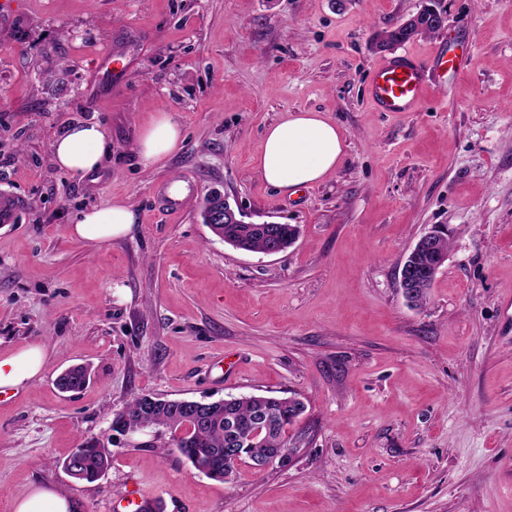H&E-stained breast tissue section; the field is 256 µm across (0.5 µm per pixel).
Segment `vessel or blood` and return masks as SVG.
Returning <instances> with one entry per match:
<instances>
[{
	"label": "vessel or blood",
	"instance_id": "1",
	"mask_svg": "<svg viewBox=\"0 0 512 512\" xmlns=\"http://www.w3.org/2000/svg\"><path fill=\"white\" fill-rule=\"evenodd\" d=\"M463 67L462 61L438 51L433 58L420 59L407 54L381 62L372 72L368 94L382 112H413L425 98L432 71L448 69L454 72ZM196 191L192 183L167 185L161 189L162 206L166 212H180Z\"/></svg>",
	"mask_w": 512,
	"mask_h": 512
}]
</instances>
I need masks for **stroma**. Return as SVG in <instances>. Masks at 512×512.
<instances>
[{
    "instance_id": "stroma-1",
    "label": "stroma",
    "mask_w": 512,
    "mask_h": 512,
    "mask_svg": "<svg viewBox=\"0 0 512 512\" xmlns=\"http://www.w3.org/2000/svg\"><path fill=\"white\" fill-rule=\"evenodd\" d=\"M426 0H0V354L47 350L39 379L0 392V512L50 487L80 512L138 488L163 512H512V0H435L442 30L380 51L376 34ZM476 60L433 73L417 111L370 101L373 69L442 47ZM180 124L154 169L136 145ZM289 112L324 113L345 155L282 195L251 158ZM96 122L109 151L77 180L52 140ZM191 178L169 214L158 185ZM248 221L300 228L286 251L235 249L202 224L211 191ZM115 201L137 222L108 243L68 234ZM450 248L426 303L400 269L426 232ZM88 366L89 384L58 376ZM261 394L306 406L287 464L194 470L166 429L120 435L137 395ZM108 450L99 480L63 460ZM180 140V125L169 113L160 112L138 140L137 156L141 167L154 168L177 148ZM78 461L81 469L77 464L69 463V461ZM67 464L66 467H64ZM111 465L110 456H106L102 448H98L95 444L88 442L82 443L78 448L63 461L64 470L73 479H78L80 470L81 478L79 481L94 482L101 478Z\"/></svg>"
}]
</instances>
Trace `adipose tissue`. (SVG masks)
Here are the masks:
<instances>
[{
	"label": "adipose tissue",
	"mask_w": 512,
	"mask_h": 512,
	"mask_svg": "<svg viewBox=\"0 0 512 512\" xmlns=\"http://www.w3.org/2000/svg\"><path fill=\"white\" fill-rule=\"evenodd\" d=\"M181 140L177 121L159 113L137 143L143 169L154 168ZM345 138L320 112H290L268 127L260 150L253 157L255 171L281 194L320 183L344 156ZM107 143L100 124L78 122L51 142L56 165L83 179L101 168ZM136 222L130 205L117 201L80 214L68 228L82 241L109 242L126 235ZM46 362L42 347L30 346L0 356V390L20 389L32 383Z\"/></svg>",
	"instance_id": "ef3b65f1"
}]
</instances>
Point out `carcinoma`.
<instances>
[{
	"instance_id": "1",
	"label": "carcinoma",
	"mask_w": 512,
	"mask_h": 512,
	"mask_svg": "<svg viewBox=\"0 0 512 512\" xmlns=\"http://www.w3.org/2000/svg\"><path fill=\"white\" fill-rule=\"evenodd\" d=\"M218 238L237 249L267 253L275 244L281 250L290 247L299 235L294 224H219L211 228ZM406 300L414 306L426 302L430 286L400 285ZM86 382L83 370L74 368L59 380L64 390H75ZM305 412V405L295 398L265 395L231 397L214 401L196 414V404L190 400H167L154 397L147 401L142 393L131 401L126 410L112 419L117 433L136 432L146 428L170 431L172 445L191 464L200 459L210 463L207 477L224 480L234 466L224 459V449L237 448L246 458L275 459L290 451L286 430ZM78 461L81 480L94 482L101 478L111 459L95 444L82 443L66 458Z\"/></svg>"
}]
</instances>
